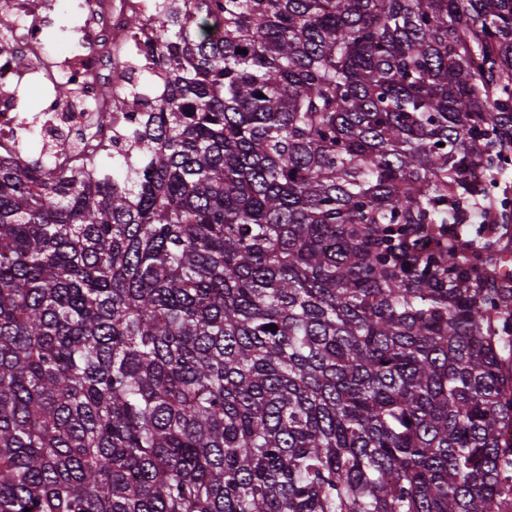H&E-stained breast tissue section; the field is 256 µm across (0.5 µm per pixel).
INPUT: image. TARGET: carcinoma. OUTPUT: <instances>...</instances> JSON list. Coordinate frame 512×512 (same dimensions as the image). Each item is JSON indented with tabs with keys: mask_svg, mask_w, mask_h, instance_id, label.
Segmentation results:
<instances>
[{
	"mask_svg": "<svg viewBox=\"0 0 512 512\" xmlns=\"http://www.w3.org/2000/svg\"><path fill=\"white\" fill-rule=\"evenodd\" d=\"M159 39L142 162L0 158V512H512V0Z\"/></svg>",
	"mask_w": 512,
	"mask_h": 512,
	"instance_id": "cac0c4a2",
	"label": "carcinoma"
}]
</instances>
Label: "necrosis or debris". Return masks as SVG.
Segmentation results:
<instances>
[{
    "label": "necrosis or debris",
    "instance_id": "4bbe7bcc",
    "mask_svg": "<svg viewBox=\"0 0 512 512\" xmlns=\"http://www.w3.org/2000/svg\"><path fill=\"white\" fill-rule=\"evenodd\" d=\"M15 15L7 34H0V152H27L40 142L51 161L43 174L87 169L112 140L133 127L136 114L103 98L105 86L126 88L124 71L130 61L146 60L156 76L147 100L155 101L164 88L167 49L156 37L157 0H60L59 8L72 19L64 31L73 43V55L59 59L46 35L50 21L46 0H0ZM141 19L139 28L126 24L129 16ZM44 89L41 108H25L26 88ZM72 86L70 97L56 93L59 84ZM111 115L100 125L97 115Z\"/></svg>",
    "mask_w": 512,
    "mask_h": 512
}]
</instances>
